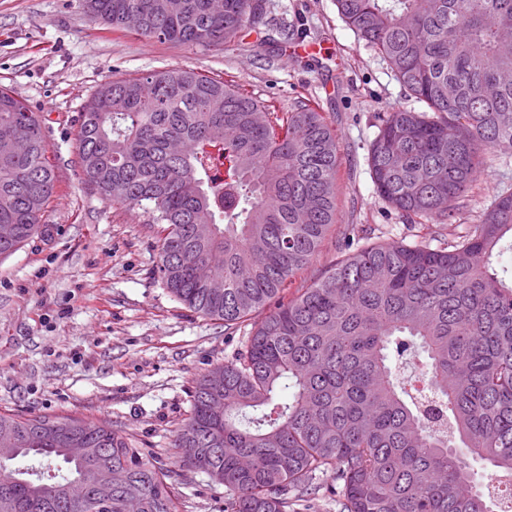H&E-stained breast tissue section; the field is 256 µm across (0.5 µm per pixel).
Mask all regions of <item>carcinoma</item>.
I'll return each mask as SVG.
<instances>
[{"mask_svg":"<svg viewBox=\"0 0 512 512\" xmlns=\"http://www.w3.org/2000/svg\"><path fill=\"white\" fill-rule=\"evenodd\" d=\"M112 30L188 46L238 41L260 23L256 0H85ZM358 39L427 110L389 112L368 155L379 196L407 221L444 224L494 156L512 159V0H336ZM0 256L47 231L56 170L39 113L0 88ZM81 166L100 196L140 207L159 225L157 274L185 308L236 328L260 309L245 353L196 381L172 440L224 486V512H289L293 496L332 475L339 512H508L512 507V192L480 223L431 247L374 243L288 296L336 223L339 142L310 102L288 112L193 69L111 80L95 90L77 132ZM425 354L426 389L444 430L396 373ZM224 377V409L210 399ZM15 430L14 467L0 459V512H82L64 495L112 481V512H180L172 472L106 422L0 413ZM78 437L93 469L69 458ZM493 467L471 487L467 457Z\"/></svg>","mask_w":512,"mask_h":512,"instance_id":"cac0c4a2","label":"carcinoma"}]
</instances>
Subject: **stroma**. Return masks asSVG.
<instances>
[{"label": "stroma", "instance_id": "35a3bbf8", "mask_svg": "<svg viewBox=\"0 0 512 512\" xmlns=\"http://www.w3.org/2000/svg\"><path fill=\"white\" fill-rule=\"evenodd\" d=\"M182 67L237 85L276 111L317 102L340 144L336 223L319 255L293 281L311 285L341 259L345 225L364 243L431 245L443 225L406 222L375 191L367 162L379 118L424 110L386 63L359 41L335 0H266L241 42L191 47L93 22L83 0H0V86L38 112L58 181L45 235L0 257V412L73 415L132 435L175 471L181 512H224L226 492L202 472L179 470L170 442L196 380L246 349V328L199 316L156 273L157 225L88 185L79 164V116L107 81ZM512 165L492 160L456 223H476Z\"/></svg>", "mask_w": 512, "mask_h": 512}]
</instances>
